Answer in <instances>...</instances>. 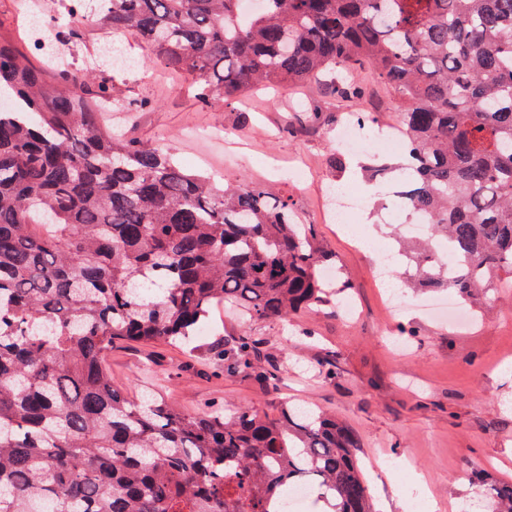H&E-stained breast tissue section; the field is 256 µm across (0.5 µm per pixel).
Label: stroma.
<instances>
[{
    "mask_svg": "<svg viewBox=\"0 0 512 512\" xmlns=\"http://www.w3.org/2000/svg\"><path fill=\"white\" fill-rule=\"evenodd\" d=\"M105 34L97 22L86 25L76 68L94 56L120 99H142L150 107H117L102 121L116 135L171 148L179 165L212 173L217 184L255 180L290 195L356 309L351 318L323 307L294 327L265 321L246 328L231 306H220L193 347L113 344V384L139 392L141 371L150 365L165 399L189 412L230 404L273 416L287 403L333 411L360 440L359 462L376 512H408L416 489L433 512H469L481 494L461 478L470 464L512 482V372L504 370L512 365V284L489 291L462 327L429 318L424 291L413 292V305L395 309L389 291L404 287L405 263L393 266L389 288L378 278L379 246L391 241L396 220L392 197L352 217L374 246L359 245L354 232L328 219L331 184L370 192L356 161L341 172L331 168L337 129L360 112L373 113L382 130L397 119L396 101L374 69L349 71L345 92L321 84L256 89L233 107L206 108L182 75L147 61L132 39L124 44L136 65H113L102 52ZM245 329L263 340L252 369L229 375L201 356L214 339ZM395 457L406 459L421 483L398 479L388 467Z\"/></svg>",
    "mask_w": 512,
    "mask_h": 512,
    "instance_id": "obj_1",
    "label": "stroma"
}]
</instances>
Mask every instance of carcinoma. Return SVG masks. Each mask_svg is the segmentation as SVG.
I'll use <instances>...</instances> for the list:
<instances>
[{
  "label": "carcinoma",
  "mask_w": 512,
  "mask_h": 512,
  "mask_svg": "<svg viewBox=\"0 0 512 512\" xmlns=\"http://www.w3.org/2000/svg\"><path fill=\"white\" fill-rule=\"evenodd\" d=\"M69 0L78 36L95 12L153 58L195 77L198 102L256 86L336 78L367 63L397 101L401 210L427 241L399 255L419 288L474 307L512 278V0ZM0 512H280L285 485L315 487L308 512H372L356 434L336 415L285 406L181 411L112 385L117 340L186 343L214 306L251 324L295 322L346 285L292 200L261 184L218 188L158 145L115 138L97 104L112 81L50 72L0 38ZM245 331L209 360L253 367ZM482 487L512 512V482Z\"/></svg>",
  "instance_id": "1"
}]
</instances>
